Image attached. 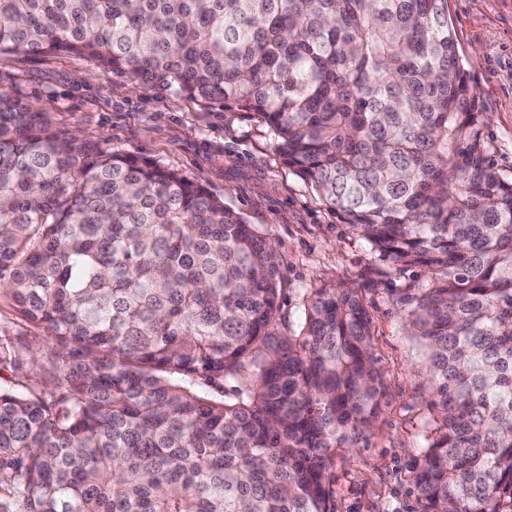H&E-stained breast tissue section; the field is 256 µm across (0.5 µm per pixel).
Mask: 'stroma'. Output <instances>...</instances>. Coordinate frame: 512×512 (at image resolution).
Returning <instances> with one entry per match:
<instances>
[{"label": "stroma", "instance_id": "obj_1", "mask_svg": "<svg viewBox=\"0 0 512 512\" xmlns=\"http://www.w3.org/2000/svg\"><path fill=\"white\" fill-rule=\"evenodd\" d=\"M448 18L485 117V158L511 181L512 0H448ZM0 92L40 103L57 127L102 148L149 158L206 185L274 246L287 318L299 314L304 289H359L383 394L370 431L334 454L336 512H421L414 476L429 396L417 376L424 352L405 330L398 297L425 287L422 268L387 274L312 181L284 163L257 113L205 109L72 54L0 55Z\"/></svg>", "mask_w": 512, "mask_h": 512}]
</instances>
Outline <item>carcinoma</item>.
<instances>
[{"label": "carcinoma", "mask_w": 512, "mask_h": 512, "mask_svg": "<svg viewBox=\"0 0 512 512\" xmlns=\"http://www.w3.org/2000/svg\"><path fill=\"white\" fill-rule=\"evenodd\" d=\"M68 53L261 115L388 272L431 400L423 512H512V181L448 0H0V54ZM274 248L198 181L0 93V299L49 346L0 383V512H335L378 418L357 290L284 332ZM0 330V371L28 364Z\"/></svg>", "instance_id": "carcinoma-1"}]
</instances>
